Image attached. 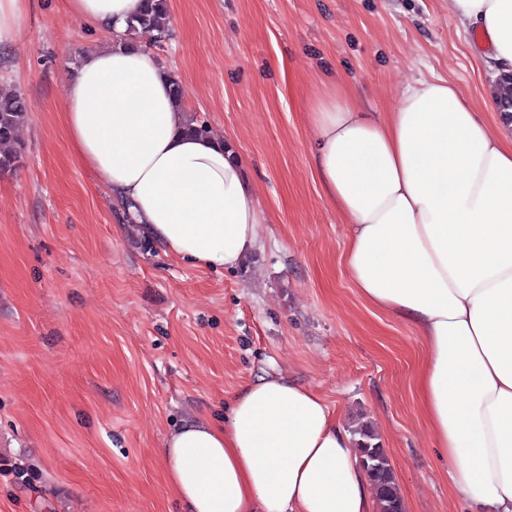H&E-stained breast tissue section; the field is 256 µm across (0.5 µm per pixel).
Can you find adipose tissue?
I'll list each match as a JSON object with an SVG mask.
<instances>
[{"label": "adipose tissue", "instance_id": "obj_1", "mask_svg": "<svg viewBox=\"0 0 512 512\" xmlns=\"http://www.w3.org/2000/svg\"><path fill=\"white\" fill-rule=\"evenodd\" d=\"M451 5L489 43L491 67L512 73V0ZM142 6L69 0L115 34L67 84L72 151L167 255L236 268L258 246L254 191L224 140L188 131L170 71L121 42ZM309 112L314 171L350 226L354 286L424 345L421 406L456 494L512 512V120L481 122L444 79L406 85L381 115L340 87ZM162 460L185 512H377L352 433L281 373L242 387L223 422L178 426Z\"/></svg>", "mask_w": 512, "mask_h": 512}]
</instances>
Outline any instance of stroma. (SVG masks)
<instances>
[{
  "label": "stroma",
  "instance_id": "obj_1",
  "mask_svg": "<svg viewBox=\"0 0 512 512\" xmlns=\"http://www.w3.org/2000/svg\"><path fill=\"white\" fill-rule=\"evenodd\" d=\"M151 56L184 109L232 142L260 210L233 271L165 255L73 156L65 87L112 29L31 0L0 82L32 106L0 176V512H182L160 456L183 421L223 419L246 383L283 372L346 428L372 426L405 512L456 498L423 416L424 346L369 305L344 264L349 229L313 172L308 107L339 80L370 112L418 80L453 82L479 119L493 75L448 0H168Z\"/></svg>",
  "mask_w": 512,
  "mask_h": 512
}]
</instances>
